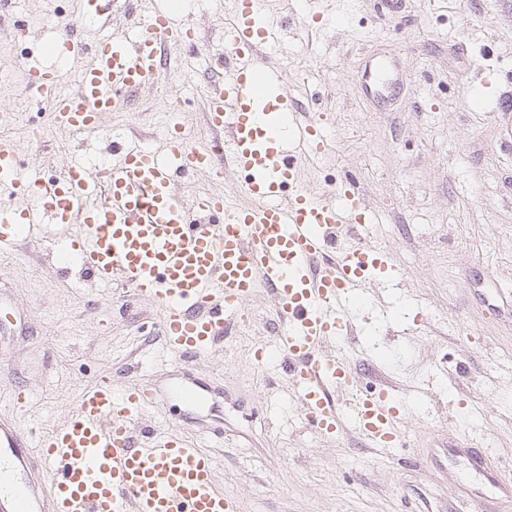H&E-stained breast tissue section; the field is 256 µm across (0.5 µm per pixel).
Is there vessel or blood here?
I'll return each instance as SVG.
<instances>
[{"instance_id": "b4317fda", "label": "vessel or blood", "mask_w": 512, "mask_h": 512, "mask_svg": "<svg viewBox=\"0 0 512 512\" xmlns=\"http://www.w3.org/2000/svg\"><path fill=\"white\" fill-rule=\"evenodd\" d=\"M136 2L81 0V17L109 26L117 13L133 15ZM177 9L176 0H164L134 37L97 42L75 93H62L64 78L52 69L29 75L26 96L50 104L61 136L98 132L104 113L165 79V45L199 42L193 25L176 22ZM70 31L69 22H61L44 54L82 53ZM225 37L223 49L209 56L219 77L204 114L209 145L194 146L190 134L170 125L164 148L176 167L137 139L109 159L47 179L24 170L15 144L0 138V188L29 202L20 211L0 210V249L27 239L45 220L76 225L53 255L59 269L75 268L103 283L118 276L153 299L163 311L166 344L179 358L166 393L104 379L81 389L68 419L48 432L0 415V512H235L233 498L213 480V458L179 427L158 436L148 428L134 431L132 420L171 401L210 408L211 392L192 378L190 364L243 324L247 300L262 292L273 303L276 355L305 423L330 435L354 428L372 448L404 444L399 415L405 401L387 385H360L348 341L350 298L396 268L364 238L360 219L368 208L355 181L342 180L324 194L299 183L288 132L301 121L317 136L323 116L299 113L268 65L264 50L274 24L263 0H235ZM355 83L366 99L384 104L399 95L404 75L379 59L366 63ZM228 166L243 176L246 204L217 188L194 204L181 200L177 171H208L217 185Z\"/></svg>"}]
</instances>
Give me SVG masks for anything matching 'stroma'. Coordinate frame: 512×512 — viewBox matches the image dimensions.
Listing matches in <instances>:
<instances>
[{
	"instance_id": "1",
	"label": "stroma",
	"mask_w": 512,
	"mask_h": 512,
	"mask_svg": "<svg viewBox=\"0 0 512 512\" xmlns=\"http://www.w3.org/2000/svg\"><path fill=\"white\" fill-rule=\"evenodd\" d=\"M233 0H186L180 16L204 42L223 40L216 13ZM288 23L266 51L290 99L325 114L323 146L292 141L300 179L327 191L352 175L368 204L372 242L401 272L372 284L352 308L365 385L389 382L405 394L401 426L409 445L383 453L357 435L327 437L305 425L278 362L257 366L256 350L276 337L265 301L247 303L238 336L218 342L193 367L212 386L220 416L199 419L171 405L195 442L216 459L215 482L237 512H464L481 492L486 512H512V500L447 457L463 433L477 435L490 467L512 471V0H404L400 19L379 0H264ZM93 46L107 28L84 22L76 0H12L11 32L0 36V136L23 165L43 177L74 162L102 159L114 137L160 147L166 98H181L188 132L203 124L206 50L171 43L179 73L102 116L100 132L58 136L50 110L22 96L31 68L48 66L43 43L58 21ZM373 51L395 54L408 78L390 110L360 98L353 78ZM67 229L35 230L0 254V286L26 327L0 337V412L51 427L73 408L79 389L102 378L161 384L172 355L157 334L153 300L121 282L105 286L80 273L61 276L52 259ZM25 390L23 409L11 397Z\"/></svg>"
}]
</instances>
